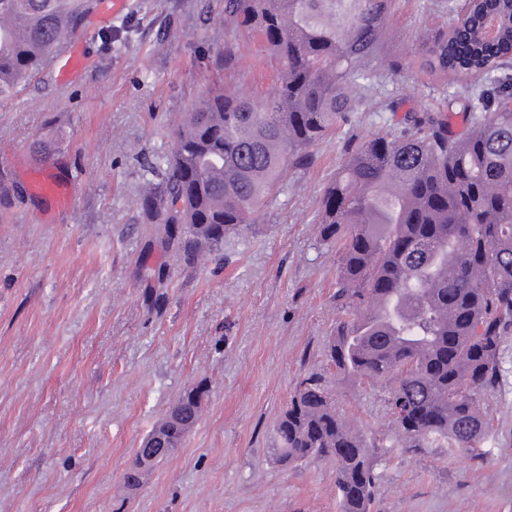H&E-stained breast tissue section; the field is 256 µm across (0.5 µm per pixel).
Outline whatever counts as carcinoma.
Wrapping results in <instances>:
<instances>
[{"mask_svg":"<svg viewBox=\"0 0 512 512\" xmlns=\"http://www.w3.org/2000/svg\"><path fill=\"white\" fill-rule=\"evenodd\" d=\"M394 0H224V48L208 55L209 86L183 112L168 149L142 162L141 206L188 263L224 248L277 199L288 171L366 94ZM94 0H0V103L38 74ZM260 42L275 85L256 98L230 83L236 40ZM421 70L454 86L448 110L409 111L349 135L323 186L318 224L337 248L327 342L342 375L388 386L390 429L366 439L336 411L318 377L296 388L272 448L281 466L336 464L338 512H370L374 448H460L476 459L491 439L481 394L499 384L512 328V0H470L467 17L421 39ZM462 117L465 131L451 129ZM205 391L189 387L152 431L178 448ZM152 469L134 460L135 489Z\"/></svg>","mask_w":512,"mask_h":512,"instance_id":"obj_1","label":"carcinoma"}]
</instances>
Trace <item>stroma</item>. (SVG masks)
I'll return each mask as SVG.
<instances>
[{"label":"stroma","mask_w":512,"mask_h":512,"mask_svg":"<svg viewBox=\"0 0 512 512\" xmlns=\"http://www.w3.org/2000/svg\"><path fill=\"white\" fill-rule=\"evenodd\" d=\"M210 9L208 20L196 0H129L119 19L90 16L77 79L59 83L48 67L0 104L13 186L0 213V512H337L332 462L288 469L271 456L297 383L321 375L343 417L370 437L389 429L385 386L347 380L324 354L340 319L338 255L316 215L343 134L225 239L222 259L189 265L140 207V161L208 85L203 51L224 43L222 0ZM450 21L448 0H395L376 80L404 109L441 107L447 88L421 72L418 38ZM239 51L244 92L270 90L267 57L247 39ZM46 136L73 188L64 209L24 186ZM196 385V427L123 489L143 437ZM481 401L492 419L483 463L455 448L376 458L372 512H512V330Z\"/></svg>","instance_id":"obj_1"}]
</instances>
